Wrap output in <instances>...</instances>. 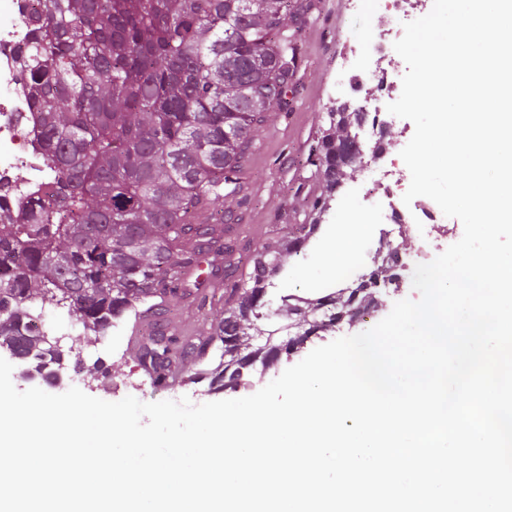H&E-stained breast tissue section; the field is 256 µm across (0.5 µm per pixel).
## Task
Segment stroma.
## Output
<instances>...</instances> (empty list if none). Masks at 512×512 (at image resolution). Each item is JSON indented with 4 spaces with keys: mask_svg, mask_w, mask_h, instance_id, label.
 <instances>
[{
    "mask_svg": "<svg viewBox=\"0 0 512 512\" xmlns=\"http://www.w3.org/2000/svg\"><path fill=\"white\" fill-rule=\"evenodd\" d=\"M334 2L306 0L304 21L296 32L298 67L288 88L291 106L285 112L269 113L257 129L255 147L241 174L242 189L248 197L247 205L237 206L231 198L224 202V220L239 225L241 244L247 249L291 235L297 225L307 219L309 199L319 195L323 189L314 167L306 162L309 146L322 129L328 128L329 112L338 98L346 94L342 82V39L347 35L360 37L369 32H380L386 21L387 12L382 0H373L371 10L362 16L353 15L346 6L334 9ZM380 170V165L375 163L359 164L340 191L334 194L326 211L318 217V232L300 253L288 257L284 278L276 280L270 287L266 312H276L282 296L307 294L308 288L300 277L301 270L319 261L332 230L344 222L347 212L362 214L373 207V200L364 197L363 189L365 184L378 178ZM419 297V292L409 282L396 290L389 287L381 289L375 317L309 338L299 349L282 357L276 366L263 373H253L249 387L224 391V398L253 395L315 348L343 336L365 332L374 327L377 320L385 318L396 301ZM44 314L47 323L79 335L82 343L89 346V358H101L112 370L111 378H98L91 375L86 367L77 366L73 359H66L70 376L54 386V393L61 394L76 387L90 396L110 402L114 399L113 379L140 373L134 353L116 352L111 345L100 344L93 332L84 330L81 323L60 313L57 308H45Z\"/></svg>",
    "mask_w": 512,
    "mask_h": 512,
    "instance_id": "35a3bbf8",
    "label": "stroma"
}]
</instances>
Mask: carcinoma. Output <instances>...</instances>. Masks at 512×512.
<instances>
[{"label": "carcinoma", "instance_id": "1", "mask_svg": "<svg viewBox=\"0 0 512 512\" xmlns=\"http://www.w3.org/2000/svg\"><path fill=\"white\" fill-rule=\"evenodd\" d=\"M300 0H36L24 46L38 146L54 173L45 200H20L0 219V339L35 364L70 354L32 331L27 315L65 308L105 335L134 314L154 334L136 358L154 381L185 371L222 392L274 366L282 355L376 303L388 267L369 272L361 296L340 292L313 306L282 298L288 323H269L267 290L287 257L317 231L265 244L250 271L226 289L205 336L161 329L165 305L206 301L240 268L234 227L215 219L240 191L246 154L264 114L288 108L297 69L290 22ZM364 113L346 103L309 149L323 191L322 212L357 162ZM205 279H192L200 262ZM145 309H138V305ZM265 343L254 344L259 338Z\"/></svg>", "mask_w": 512, "mask_h": 512}]
</instances>
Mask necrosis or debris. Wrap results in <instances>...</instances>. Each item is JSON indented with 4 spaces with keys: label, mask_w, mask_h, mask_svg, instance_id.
<instances>
[{
    "label": "necrosis or debris",
    "mask_w": 512,
    "mask_h": 512,
    "mask_svg": "<svg viewBox=\"0 0 512 512\" xmlns=\"http://www.w3.org/2000/svg\"><path fill=\"white\" fill-rule=\"evenodd\" d=\"M26 0H0V205L12 207L15 198L33 192H46L52 179L38 145L37 127L30 108L26 83L17 60L19 47L30 31ZM403 27H391L364 40L346 39L345 58H361L363 67L347 68L345 82L352 98H359L368 82L387 89L390 75L398 65L393 45L403 35ZM401 184L388 189L393 201L380 217L374 233L378 246L373 262H387L396 277L420 264L431 262L440 251V241L450 230L438 222V205L425 196L404 204ZM429 226L432 236L405 255L397 240L406 236L411 225Z\"/></svg>",
    "instance_id": "obj_1"
}]
</instances>
